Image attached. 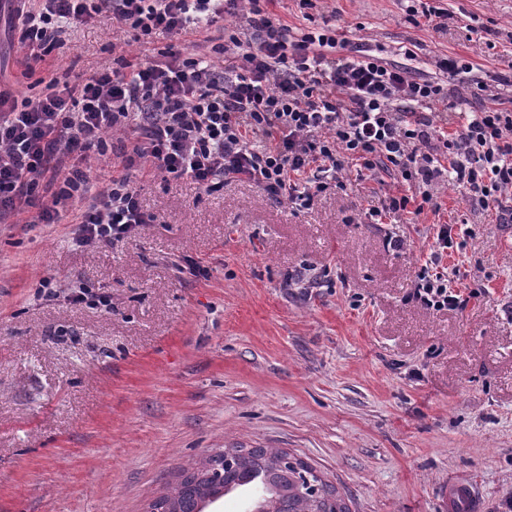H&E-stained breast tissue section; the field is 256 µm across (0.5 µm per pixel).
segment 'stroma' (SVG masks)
<instances>
[{
  "instance_id": "35a3bbf8",
  "label": "stroma",
  "mask_w": 512,
  "mask_h": 512,
  "mask_svg": "<svg viewBox=\"0 0 512 512\" xmlns=\"http://www.w3.org/2000/svg\"><path fill=\"white\" fill-rule=\"evenodd\" d=\"M442 30L399 0H274L289 25L334 15L342 38L484 82L512 69V0H440ZM55 73L91 75L201 34L138 43L108 14L66 28ZM25 51L0 13V82L28 91ZM156 214L132 240L72 243L55 224L0 223V512H145L181 470L224 448H284L320 471L350 512H443L472 480L481 512L512 501V224L445 188L439 215L398 227L388 250L367 214L401 184L351 176L307 209L241 180L207 192L138 178ZM463 224L445 265L471 270L461 311L410 302L433 223ZM320 275L305 288L303 270ZM50 284L53 296L41 293ZM85 288L106 304H74ZM461 495H467L474 499L478 500L477 490L475 485L472 482L459 480V479H451L448 481V486L445 487L443 492V501L445 506L444 510H448L451 508L453 501Z\"/></svg>"
}]
</instances>
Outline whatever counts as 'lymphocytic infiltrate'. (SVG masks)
<instances>
[{"label":"lymphocytic infiltrate","mask_w":512,"mask_h":512,"mask_svg":"<svg viewBox=\"0 0 512 512\" xmlns=\"http://www.w3.org/2000/svg\"><path fill=\"white\" fill-rule=\"evenodd\" d=\"M12 26L38 94L0 88V223L54 224L82 204L77 241L109 245L153 223L136 174L189 178L205 190L246 179L275 200L303 208L344 189L351 168L407 185L370 214L375 223L439 214L440 190L455 184L470 204L512 223V109H468L446 81L468 74L458 56L436 61L439 77L378 57L339 38L330 21L302 29L269 10L272 0H12ZM246 12L242 38L225 16ZM111 13L134 39L159 32H206L209 52L167 49L161 59L123 61L88 77L40 76L71 23ZM450 105L443 113L441 105ZM118 169L95 190L93 156ZM455 227H433L430 252L408 294L437 312L464 308L479 289H461L468 271L442 263Z\"/></svg>","instance_id":"obj_1"}]
</instances>
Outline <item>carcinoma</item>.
I'll return each mask as SVG.
<instances>
[{"label": "carcinoma", "instance_id": "1", "mask_svg": "<svg viewBox=\"0 0 512 512\" xmlns=\"http://www.w3.org/2000/svg\"><path fill=\"white\" fill-rule=\"evenodd\" d=\"M315 468L280 448H226L199 459L180 479L154 499L151 512H204V504L234 489L253 487L257 478L270 491L282 493L288 508L282 512H349L337 488L322 477L310 485Z\"/></svg>", "mask_w": 512, "mask_h": 512}]
</instances>
